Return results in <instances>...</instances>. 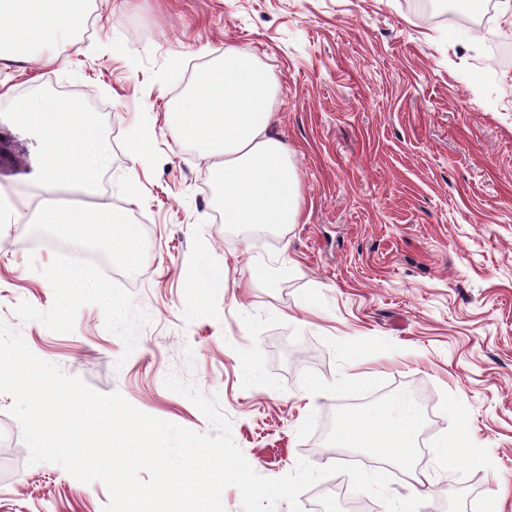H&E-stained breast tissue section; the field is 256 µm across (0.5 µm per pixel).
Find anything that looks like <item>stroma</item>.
Returning <instances> with one entry per match:
<instances>
[{"instance_id": "35a3bbf8", "label": "stroma", "mask_w": 512, "mask_h": 512, "mask_svg": "<svg viewBox=\"0 0 512 512\" xmlns=\"http://www.w3.org/2000/svg\"><path fill=\"white\" fill-rule=\"evenodd\" d=\"M94 6L97 27L61 44L56 63L0 59V130L24 152L0 170V320L97 392L208 433L165 378L195 385L262 476L302 459L358 463L385 470L395 497L419 493L425 512H512V21L492 11L478 36L417 19L409 0ZM229 46L277 85L297 223L219 222L199 149L168 123L196 70ZM58 98L96 120L105 189L75 205L125 209L137 259L123 280L31 221L44 137L19 109ZM250 262L265 273L249 277ZM202 264L227 270L225 288H196ZM12 404L0 394V512H103V483L29 464ZM375 408L416 417L420 489L398 465L334 445L345 415Z\"/></svg>"}]
</instances>
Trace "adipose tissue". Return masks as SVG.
I'll use <instances>...</instances> for the list:
<instances>
[{
	"label": "adipose tissue",
	"mask_w": 512,
	"mask_h": 512,
	"mask_svg": "<svg viewBox=\"0 0 512 512\" xmlns=\"http://www.w3.org/2000/svg\"><path fill=\"white\" fill-rule=\"evenodd\" d=\"M87 0H0V58H31L39 47L71 37L88 20ZM275 84L269 70L251 53L225 48L214 66L198 69L193 87L169 120L176 134L201 147L215 176L224 221L257 229L297 223L299 180L287 145L275 134L271 109ZM35 121L47 143L43 156L46 181L76 182L87 194L98 191L99 175L75 162L74 146L93 122L68 99H57ZM36 223L65 228L79 242L89 236L129 253V240L119 234L125 217L110 208L98 220L43 199ZM340 448L376 451L411 468L414 431L381 412L344 417L334 433Z\"/></svg>",
	"instance_id": "1"
}]
</instances>
